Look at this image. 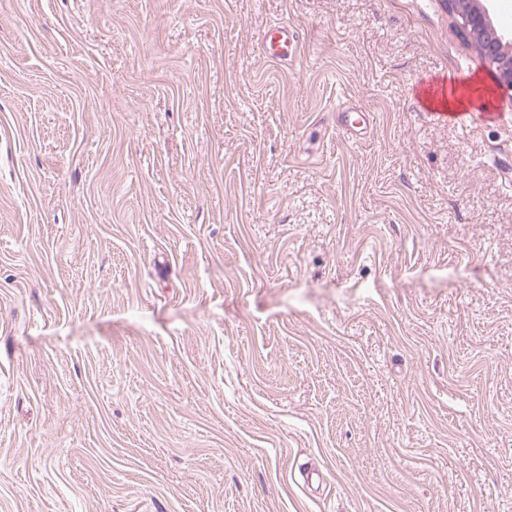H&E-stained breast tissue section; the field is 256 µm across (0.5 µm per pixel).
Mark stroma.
<instances>
[{
  "instance_id": "obj_1",
  "label": "stroma",
  "mask_w": 512,
  "mask_h": 512,
  "mask_svg": "<svg viewBox=\"0 0 512 512\" xmlns=\"http://www.w3.org/2000/svg\"><path fill=\"white\" fill-rule=\"evenodd\" d=\"M0 512H512V95L444 0H0ZM263 55L275 63L292 62L300 55V37L298 32L285 22L267 26L260 36ZM471 92V85L459 86L454 80H451L450 83L448 82V92L443 93L440 103L446 111L454 113L432 112V114L445 121H447L448 115L453 116L456 120H459L461 125H465L467 119L462 114H456L455 112L460 108H466L475 104Z\"/></svg>"
}]
</instances>
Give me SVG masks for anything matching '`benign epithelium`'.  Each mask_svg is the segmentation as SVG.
<instances>
[{"label": "benign epithelium", "instance_id": "1", "mask_svg": "<svg viewBox=\"0 0 512 512\" xmlns=\"http://www.w3.org/2000/svg\"><path fill=\"white\" fill-rule=\"evenodd\" d=\"M448 13L459 34L478 47L497 83L512 91V51L509 41L495 27L482 0H446Z\"/></svg>", "mask_w": 512, "mask_h": 512}]
</instances>
